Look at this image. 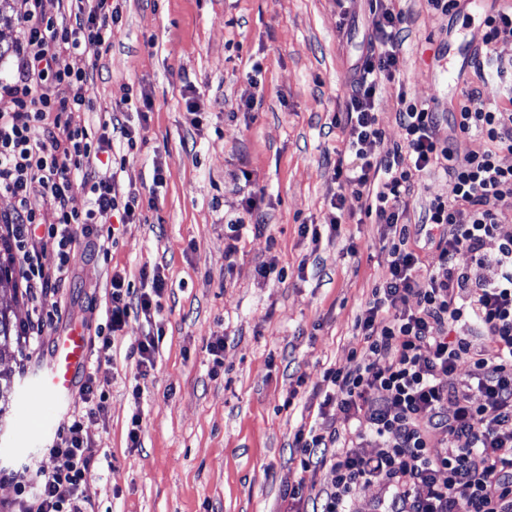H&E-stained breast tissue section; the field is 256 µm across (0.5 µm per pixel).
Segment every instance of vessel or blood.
Returning <instances> with one entry per match:
<instances>
[{"instance_id": "b4317fda", "label": "vessel or blood", "mask_w": 512, "mask_h": 512, "mask_svg": "<svg viewBox=\"0 0 512 512\" xmlns=\"http://www.w3.org/2000/svg\"><path fill=\"white\" fill-rule=\"evenodd\" d=\"M90 343L85 331L72 329L57 336L49 369L32 394L36 402L64 409L77 393V378L89 364Z\"/></svg>"}]
</instances>
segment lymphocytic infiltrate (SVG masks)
<instances>
[{"instance_id":"1","label":"lymphocytic infiltrate","mask_w":512,"mask_h":512,"mask_svg":"<svg viewBox=\"0 0 512 512\" xmlns=\"http://www.w3.org/2000/svg\"><path fill=\"white\" fill-rule=\"evenodd\" d=\"M395 2L375 0L371 9L346 110L336 120L344 144L333 172L336 188L323 228L311 230L315 245L322 231L338 232L349 193L382 226L388 272L354 323L371 358L324 370L318 414L294 434L298 473L288 488V512H347L356 489L369 483L389 495L379 512H512V237L500 234L503 210L512 203V166L499 161L512 153V113L486 109L476 88L463 92L450 114L402 92L399 140L387 154L377 153V90L393 81L406 38ZM60 5L59 16L48 17L42 0H26V41L12 81L0 86V194L14 201L0 214V227L20 254V281L39 305L66 281L82 238L113 214L126 224L140 216L137 189L118 193L113 180L98 175L102 165L125 170L136 132L115 116L95 130L86 125L93 75L69 64L72 55L97 56L109 47L119 12L110 0ZM483 28L477 75L484 82L512 75V61L493 52L497 42L512 40V11L486 15ZM446 120L458 136L443 142L436 130ZM462 138L475 148L460 152ZM436 169L449 178L450 196L434 197L411 217L418 179ZM78 189L89 198L81 211L71 204ZM47 205L54 213L48 225ZM425 243L437 253L436 266L422 258ZM462 253L469 266L458 265ZM148 279L149 289L136 293L113 271L110 335L98 353L109 351L111 334L123 330L130 314L149 323L159 314L166 281L157 269ZM463 366L470 381L459 384L455 374ZM338 410L344 422H337ZM368 435L378 443L371 455L359 450ZM92 463L82 420L73 417L37 468L16 475L17 512H84ZM318 469L328 475L320 486L306 478Z\"/></svg>"}]
</instances>
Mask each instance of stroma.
Masks as SVG:
<instances>
[{
  "label": "stroma",
  "mask_w": 512,
  "mask_h": 512,
  "mask_svg": "<svg viewBox=\"0 0 512 512\" xmlns=\"http://www.w3.org/2000/svg\"><path fill=\"white\" fill-rule=\"evenodd\" d=\"M121 17L99 58L70 57L73 69H96L90 124L127 112L142 143L116 190L135 183L140 221L103 225L109 255L86 252L47 304L43 335L0 360L16 394L0 421V507L17 501L12 473L39 464L66 415L22 435L30 387L51 359L55 336L70 326L96 336L107 324L113 269L140 287L142 269L166 277L164 334L148 372L136 346L147 332L130 316L108 357L89 370L99 398L74 400L94 454L85 479L86 512H285L297 476L292 440L314 412L325 368L368 352L354 321L386 273L390 257L374 218L343 225L312 246L303 225L320 223L333 171L325 158L342 148L332 121L344 111L348 77L361 54L370 0H357L340 28L336 0H117ZM408 19L399 79L378 97L380 153L392 150L397 94L438 100L454 111L476 83L470 56L482 46L484 14L460 0L457 14L426 0H397ZM24 0H11L0 23V82H10L24 38ZM261 62L262 89L249 75ZM133 97L122 103L123 87ZM252 110H244L247 98ZM201 113L192 125L188 104ZM169 172L154 187L155 166ZM260 201L266 229L245 231L233 268L224 261V229L243 199ZM359 253L350 256L349 243ZM277 259L283 278L260 279ZM224 342V365L209 346ZM140 399H133V387ZM142 415L139 447L128 445L133 411Z\"/></svg>",
  "instance_id": "35a3bbf8"
}]
</instances>
